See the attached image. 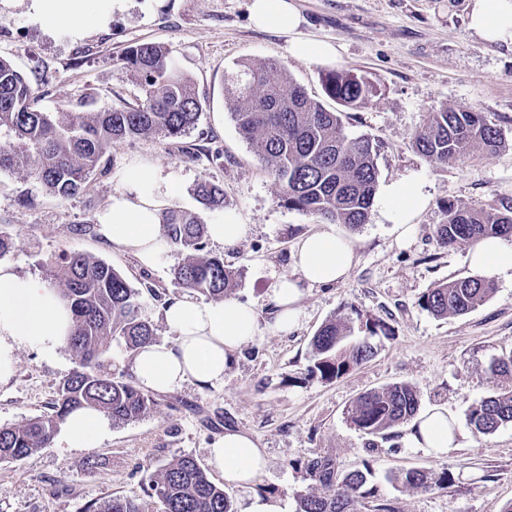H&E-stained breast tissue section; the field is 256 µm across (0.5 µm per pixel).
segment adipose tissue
Instances as JSON below:
<instances>
[{
    "instance_id": "1",
    "label": "adipose tissue",
    "mask_w": 512,
    "mask_h": 512,
    "mask_svg": "<svg viewBox=\"0 0 512 512\" xmlns=\"http://www.w3.org/2000/svg\"><path fill=\"white\" fill-rule=\"evenodd\" d=\"M126 2L29 0L28 14L47 34L62 31L79 38L90 28L107 25ZM249 12L255 27L287 37L293 57L321 64L337 60L333 44L302 36L304 18L295 0H250ZM469 28L484 42L512 46V0H472ZM172 195L171 179L162 168L128 167L121 189L98 216L102 236L132 252L142 264L156 265L165 246L160 212ZM429 204V196L408 175L383 188L380 214L405 244L413 235L415 216ZM354 260V246L345 237L330 231L302 237L293 253L291 272L279 278L269 297L276 311L273 330L285 332L299 323L304 287L345 279ZM469 264L482 276L512 277V243L502 238L480 240L470 248ZM162 317L172 341L145 346L132 363L139 385L157 393L172 392L187 383L223 384L237 351L256 335L260 313L233 298L217 306L181 295L168 300ZM71 328V313L53 289L0 263V382L12 375L16 350L54 353ZM410 440L412 447L435 456L458 445L456 435L448 431L447 411L438 407L414 422ZM208 460L226 484L240 489L252 487L267 466L257 441L232 429L212 442Z\"/></svg>"
}]
</instances>
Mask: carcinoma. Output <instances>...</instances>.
Instances as JSON below:
<instances>
[{"label": "carcinoma", "instance_id": "cac0c4a2", "mask_svg": "<svg viewBox=\"0 0 512 512\" xmlns=\"http://www.w3.org/2000/svg\"><path fill=\"white\" fill-rule=\"evenodd\" d=\"M142 90L134 104L99 112H44L29 79L0 57V173L24 167L50 194L68 198L85 191L96 172L107 171L112 146L149 135L176 138L194 129L202 105L191 77L169 52L154 43L128 47L119 58ZM235 95L231 117L239 134L281 185L288 207L305 211L332 224L356 230L367 223L378 183L380 144L369 135L350 137L342 112H331L308 96L304 88L275 62L258 67L242 64L231 75ZM325 95L346 110L365 104L377 87L363 76L329 71L322 76ZM415 148L438 164L462 161L479 152L496 154L504 146L499 129L475 110L444 108L427 113L414 134ZM208 210L224 206L223 187L210 180L196 189ZM165 240L186 253L174 270V284L208 298L222 300L237 286V273L224 258L206 251L207 226L193 213L177 208L161 212ZM436 235L444 247L483 238H512V204L499 208L450 207ZM51 284L73 315L66 343L77 367L60 381L51 412L22 424L0 427V460L19 461L47 447L69 413L79 408L98 410L114 423L146 416L156 398L136 382L133 374L106 363L112 343L135 352L155 340L153 325L140 314L141 292L112 265L80 253H62L46 268ZM495 290L493 280L470 276L440 283L420 297L419 305L432 315H464L483 304ZM385 325H366L368 335H353L346 323H324L311 340L314 369L324 379L337 378L375 354L371 342ZM492 375L504 379L473 405L466 422L474 433L490 435L512 423V354L495 359ZM415 390L394 383L368 391L353 403L351 423L369 436L414 419ZM305 469L321 486L319 493L297 495L296 512H356L358 498L374 478L364 460L341 472L334 460L314 456ZM390 481L429 490L442 488L448 474L418 468L400 471ZM149 496L163 512H235L224 489L212 483L191 456H179L151 477ZM96 512H141L132 500L114 496Z\"/></svg>", "mask_w": 512, "mask_h": 512}]
</instances>
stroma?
Returning <instances> with one entry per match:
<instances>
[{"mask_svg":"<svg viewBox=\"0 0 512 512\" xmlns=\"http://www.w3.org/2000/svg\"><path fill=\"white\" fill-rule=\"evenodd\" d=\"M246 3L130 0L106 27L75 40L48 36L31 24L27 0H0V56L23 73L46 76L38 102L43 110L97 112L135 103L142 91L116 60L142 42L169 51L191 76L203 104L187 135L116 144L106 174L92 176L75 197L49 194L23 168L0 173V232L18 243L8 264L39 280L42 263L64 252L104 260L132 287L153 286V293L140 297L141 315L153 324L158 342L171 340L161 301L179 292L172 271L182 253L166 246L162 262L146 267L101 237L76 230L96 221L127 167L158 166L174 183L177 208L208 224L233 211L246 224V235L235 245L211 242L207 248L238 271L233 298L260 313L256 336L237 353L223 385L188 383L157 394L149 414L109 424L91 447L72 448L56 436L20 461L0 462V512H90L115 495L139 503L142 512H163L147 492L152 475L182 455L207 464L211 441L228 428L251 435L268 460L251 490L228 489L237 506L253 492L277 497L286 512H295L297 493L316 487L304 461L328 455L342 470L365 459L372 463V493L359 499L358 512H377L382 503L394 512H502L512 502V424L477 435L466 415L493 387L490 363L512 353V280L496 279L494 293L465 315L435 317L419 299L437 284L472 274L468 244L443 247L436 241L446 208L512 202V46L485 43L469 30L471 0H298L306 17L303 36L337 46L339 70L365 76L377 87L366 104L345 112L346 134L380 142L379 184L414 175L430 204L417 216L414 237L405 246L375 210L358 230L330 227L353 241L354 265L346 280L307 289L299 327L281 334L270 327L268 296L291 271L296 242L327 227L284 204L280 184L230 116L234 89L227 75L241 64L274 60L311 98L330 110L336 104L322 88L327 65L295 58L287 37L255 29ZM445 107L482 112L500 130L503 148L491 157L476 153L462 162L433 163L412 138L428 113ZM193 145L223 149V165L189 157L186 150ZM205 179L223 186L222 209L209 211L198 202L195 188ZM346 319L357 328L377 319L386 330L375 337L371 360L323 379L311 370L310 341L322 324ZM75 366L64 344L51 356L17 350L11 377L0 383V427L49 412L60 381ZM397 382L414 388L420 410L448 409L463 434L461 448L436 458L409 446V424L371 437L350 423L347 410L354 400ZM409 468L447 472L448 486L423 490L391 482V474Z\"/></svg>","mask_w":512,"mask_h":512,"instance_id":"1","label":"stroma"}]
</instances>
